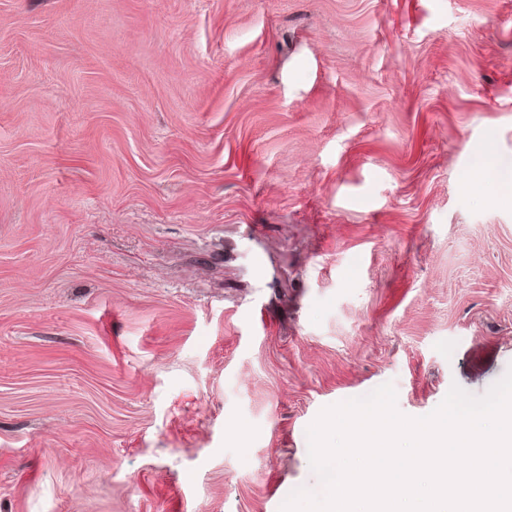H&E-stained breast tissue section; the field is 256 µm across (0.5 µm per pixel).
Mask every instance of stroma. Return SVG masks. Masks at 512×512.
Masks as SVG:
<instances>
[{
  "instance_id": "1",
  "label": "stroma",
  "mask_w": 512,
  "mask_h": 512,
  "mask_svg": "<svg viewBox=\"0 0 512 512\" xmlns=\"http://www.w3.org/2000/svg\"><path fill=\"white\" fill-rule=\"evenodd\" d=\"M512 0H0V512H270L307 429L512 367Z\"/></svg>"
}]
</instances>
